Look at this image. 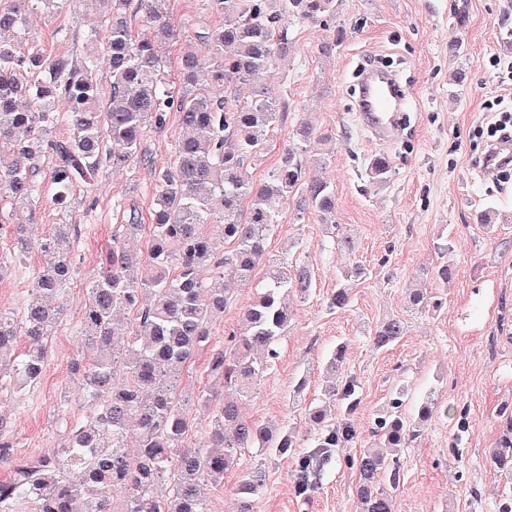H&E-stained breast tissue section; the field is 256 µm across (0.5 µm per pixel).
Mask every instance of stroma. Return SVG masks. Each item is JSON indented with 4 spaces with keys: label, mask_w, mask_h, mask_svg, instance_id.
<instances>
[{
    "label": "stroma",
    "mask_w": 512,
    "mask_h": 512,
    "mask_svg": "<svg viewBox=\"0 0 512 512\" xmlns=\"http://www.w3.org/2000/svg\"><path fill=\"white\" fill-rule=\"evenodd\" d=\"M461 9L467 18L460 27L453 16ZM509 18L512 0H342L336 21L351 33L329 57L318 50L328 35L323 25L291 28L296 49L272 80L287 104L285 117L249 172L263 182L299 125L312 121L333 140L326 166L307 163L305 177L330 182L335 221L297 214L288 203L279 208L268 249L305 261L315 288L308 299L293 302L278 356L241 412L258 425L284 426L294 445L283 455L244 451L221 484L206 486L210 512H235L239 477L257 465L268 475L258 512H358L350 466L356 449H335L314 487L303 494L295 489L297 460L309 454L315 436L306 408L321 399L327 362L340 343L346 353L335 379L356 378L358 403L350 411L337 406L333 417L350 418L362 440L371 439L395 387L409 391L401 409L407 417L428 393L439 400L402 452L393 512H499L500 502L512 497V480L488 458L512 415V171L493 183L474 168L486 147L487 103L500 98L512 108V84L501 82L489 64L493 57L512 62V48L500 40V25ZM97 24L81 0H72L65 13L31 20L45 48L61 56L80 54L81 35ZM59 27L70 28L73 39L58 40ZM455 44L463 50L458 59L450 54ZM368 56L402 62L411 91L409 123L390 143L376 142L356 110V68ZM381 153L390 155L392 172L377 189L369 164ZM153 194V176L138 165L106 174L77 203L71 215L81 228L74 246L77 272L63 297L64 315L43 375L23 399L0 398L15 458L61 444L63 419L81 417L72 363L82 346L87 291L112 245L114 226L128 210L149 223ZM486 209L494 212L488 225L476 220ZM344 232L355 241L353 252L337 247ZM444 242L450 248L443 252ZM352 264L362 266L365 276L353 283L347 307L328 309L340 268ZM443 265L452 270L446 282L437 275ZM264 275V267H257L252 282L235 292L213 328L214 343L238 329ZM414 282L437 296L441 307L412 305L408 289ZM391 314L404 319L407 333L390 347L375 348L372 335ZM64 391L70 407L62 416L57 403Z\"/></svg>",
    "instance_id": "1"
}]
</instances>
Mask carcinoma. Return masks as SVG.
Returning a JSON list of instances; mask_svg holds the SVG:
<instances>
[{
  "instance_id": "carcinoma-1",
  "label": "carcinoma",
  "mask_w": 512,
  "mask_h": 512,
  "mask_svg": "<svg viewBox=\"0 0 512 512\" xmlns=\"http://www.w3.org/2000/svg\"><path fill=\"white\" fill-rule=\"evenodd\" d=\"M89 2L103 28L88 32L82 54L69 57L50 54L28 25L31 14L58 15L69 0H0V222L11 240V264L25 265L35 251L48 256L23 310L0 309V393L20 398L39 382L64 314L59 300L76 272V225L58 224L38 235L36 225L13 219L15 210L32 213L44 199L42 160L51 158L52 201L67 213L76 189L90 188L110 169L146 160V129L164 130L176 112L180 133L172 161L150 162V247L144 254L126 247L125 239L143 228L131 212L112 234L103 271L89 288L80 323L82 359L73 367L80 373L84 414L63 421L65 445L13 461L9 478L0 480V512H210L202 484L222 483L238 452L284 454L293 446L287 430L244 419L240 405L277 358L291 320L288 297L306 298L314 289L308 266H290L288 255L267 253L274 204L285 200L328 218L334 193L326 181L304 180L314 132L308 123L296 130L268 180L253 182L248 163L283 119L281 99L266 77L293 51L289 27L335 20L341 0H208L223 20L201 27L184 45L176 88L159 50L182 40L166 0ZM136 15L146 19L149 32L132 30ZM348 36L346 27L332 26L320 54H333ZM202 74L213 88L206 94L196 87ZM241 84L249 86L245 100L237 96ZM61 123L71 128L66 141L51 137ZM391 171V164L373 159L371 184L383 186ZM261 262L265 284L245 310L240 331L224 345L213 343V325ZM206 266L214 267L215 280L202 277ZM350 300L343 283L327 305L342 309ZM405 332L401 318L387 317L373 343L391 346ZM21 335L26 347L18 350ZM204 349L209 375L224 380V398L216 403L197 390L196 402L212 416L206 440L197 444L181 382ZM355 394L352 379L332 383L309 406L316 429L311 457L358 443L353 424L333 422L332 413L339 401L354 405ZM405 397V388L398 389L376 423L377 442L351 461L359 512H393L400 453L437 404L422 400L417 417L406 420L399 413ZM490 459L512 477V417ZM266 481L260 465L242 473L237 512H254Z\"/></svg>"
}]
</instances>
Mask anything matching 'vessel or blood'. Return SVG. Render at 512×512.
I'll return each mask as SVG.
<instances>
[{"mask_svg":"<svg viewBox=\"0 0 512 512\" xmlns=\"http://www.w3.org/2000/svg\"><path fill=\"white\" fill-rule=\"evenodd\" d=\"M408 102L407 90L398 87L394 75L372 69L363 71L357 112L376 141L386 142L398 134L401 113Z\"/></svg>","mask_w":512,"mask_h":512,"instance_id":"vessel-or-blood-1","label":"vessel or blood"}]
</instances>
